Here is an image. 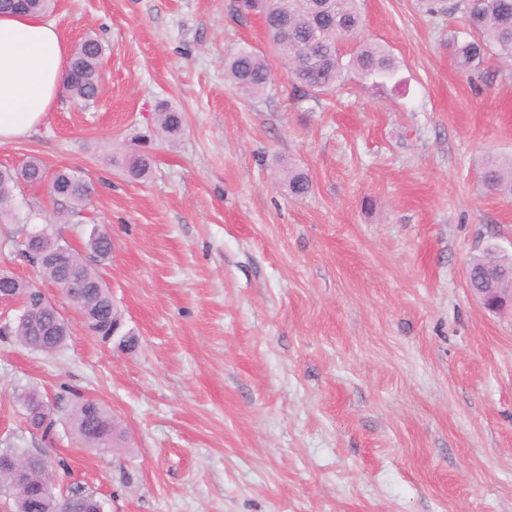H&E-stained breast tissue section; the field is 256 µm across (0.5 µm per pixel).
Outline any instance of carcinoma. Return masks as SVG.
<instances>
[{
	"label": "carcinoma",
	"instance_id": "cac0c4a2",
	"mask_svg": "<svg viewBox=\"0 0 512 512\" xmlns=\"http://www.w3.org/2000/svg\"><path fill=\"white\" fill-rule=\"evenodd\" d=\"M324 0H237L240 13L262 17L270 45L279 59L288 65L290 77L303 93L319 97L328 93L341 73L340 46L346 39H355L362 27L358 0H333L325 10ZM52 9L51 0H0V12H24L45 15ZM460 11L468 25L469 39L448 41L456 62L462 68H476L490 52H499L512 58V0H448V12ZM104 47L92 35L85 36L71 60L62 84V91L71 99L91 104L100 96V61ZM364 76L384 84L395 79L397 64L394 56L379 45L361 42L351 60ZM226 76L240 89L251 95H260L271 84V70L266 57L251 48H243L224 63ZM185 118L179 110L165 106L157 112V125L168 137L177 136L184 128ZM128 172L133 178H142L151 168L150 156L136 150L129 151ZM487 190L512 195V159L492 160L484 172ZM45 186L59 208L54 220L36 224L35 214L26 218L39 235L37 249L49 259L40 261L31 253L24 258L32 262L41 280L56 285L68 275L84 286L86 299L80 310L87 331L105 343L112 341V332L132 336L126 328L122 313L112 301V294L104 281L99 265L112 256V236L102 225H93L86 234L84 246L90 252L84 257L63 237L59 225L81 213L92 199L94 188L81 173L59 168L52 172L35 157L29 158L20 169L0 168V224L20 223L13 212L12 201L22 186ZM288 190L295 196H304L310 190L307 173L288 169ZM497 260L493 250L470 261L471 277L468 286L483 287L484 277ZM17 288L28 297L27 307L16 318L0 327L1 336H12L26 348L41 353H53L67 342L69 334H51L58 313L51 302L42 298L38 285L22 281L0 271V291ZM47 394L37 387H27L16 394L17 401L27 414V422L35 421L33 412ZM95 422L104 438L97 443L87 429ZM71 424L77 438L89 448L107 451L120 448L126 441L120 424L113 419L99 400L74 394ZM54 475L48 462L32 476L33 489L25 494L11 489L10 478L0 473V494L12 501V512H46L47 504L62 498L53 484ZM67 495L73 499L71 512H97L100 503L96 493L83 486L70 488Z\"/></svg>",
	"mask_w": 512,
	"mask_h": 512
}]
</instances>
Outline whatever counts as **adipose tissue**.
I'll use <instances>...</instances> for the list:
<instances>
[{"instance_id":"ef3b65f1","label":"adipose tissue","mask_w":512,"mask_h":512,"mask_svg":"<svg viewBox=\"0 0 512 512\" xmlns=\"http://www.w3.org/2000/svg\"><path fill=\"white\" fill-rule=\"evenodd\" d=\"M70 46L54 24L0 13V144L32 134L60 91Z\"/></svg>"}]
</instances>
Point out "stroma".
Here are the masks:
<instances>
[{
    "instance_id": "35a3bbf8",
    "label": "stroma",
    "mask_w": 512,
    "mask_h": 512,
    "mask_svg": "<svg viewBox=\"0 0 512 512\" xmlns=\"http://www.w3.org/2000/svg\"><path fill=\"white\" fill-rule=\"evenodd\" d=\"M233 0H58L69 45L107 47L105 91L60 95L30 137L0 146L82 171L94 187L75 247L102 224L112 298L135 351L90 336L58 290L61 352L0 336V448L64 461L104 512H512V310L472 296L465 268L512 253V196L486 191V159L512 157V61L462 69L461 15L434 0H362L363 37L399 63L400 88L348 61L308 98L270 54L260 16ZM267 53L251 96L224 60ZM184 112L174 139L159 105ZM152 153L130 178L113 154ZM308 173L295 197L283 175ZM55 404L53 439L28 429L15 394ZM102 401L124 448L89 449L72 394Z\"/></svg>"
}]
</instances>
